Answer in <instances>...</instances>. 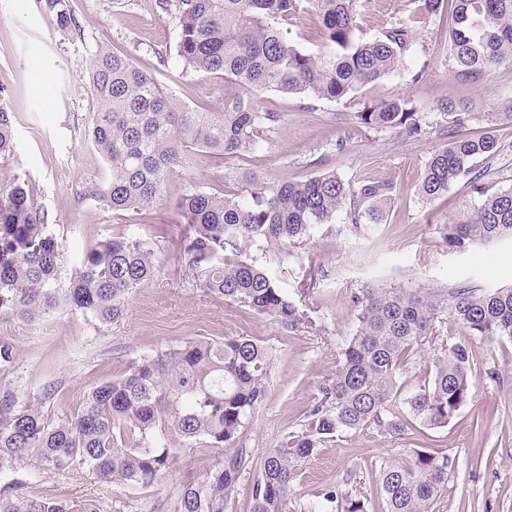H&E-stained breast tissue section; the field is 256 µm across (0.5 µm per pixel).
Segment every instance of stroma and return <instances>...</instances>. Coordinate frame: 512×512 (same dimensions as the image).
Returning a JSON list of instances; mask_svg holds the SVG:
<instances>
[{
	"instance_id": "1",
	"label": "stroma",
	"mask_w": 512,
	"mask_h": 512,
	"mask_svg": "<svg viewBox=\"0 0 512 512\" xmlns=\"http://www.w3.org/2000/svg\"><path fill=\"white\" fill-rule=\"evenodd\" d=\"M66 2L78 31L53 26L38 0H0V100L16 117L14 153L0 159V181L25 179L48 213L64 246L61 280L70 279L88 249L111 236L152 240L164 254L176 250L183 226L174 203L193 188L232 190L246 175L257 186H273L333 171L346 179L391 181L397 194L383 223L356 229L341 212L334 223L316 227L294 257L257 251L259 263L309 319L295 331L205 294L186 270L162 272L136 293L122 319L106 326L68 309L34 322H0V337L9 338L17 352L14 369L0 372V382L15 387L23 401L41 403L48 418L78 410L93 384L119 377L139 358L200 337L250 336L268 346L272 356L268 396L241 438L258 460L285 434L298 430L319 384L334 371L339 346L356 324L351 292L370 281L401 288H444L453 281L512 286V242L455 251L442 240L441 226L455 202L471 195L467 180L431 203L416 192L426 160L442 143L438 106L443 101L474 112L462 135L489 132L512 147V63H502L476 81L453 77L448 72V27L427 20L418 30L426 55L406 58L392 75L363 87L350 101L263 92L260 105L282 113L283 120L262 133L260 149L224 159L198 154L170 179L167 203L115 213L81 196L89 183L108 177L104 159L88 138L96 101L84 74L97 50L107 47L130 57L193 107L221 111L224 84L183 69L176 55L177 21L160 12L156 0ZM414 9L411 0H376L360 38L379 37ZM284 34L289 43L310 52L331 49L309 7L285 26ZM398 96L408 97L420 112L424 134L377 131L353 120L360 103ZM471 365L473 398L448 427L418 426L391 442L371 427L323 443L298 463L295 499L313 500L323 486L348 479L381 512L377 464L442 448L448 452L451 475L437 512H512V341L473 339ZM223 454V449L205 446L181 451L173 470L148 488L103 483L77 469L34 479L28 491L116 500L123 512H168L187 471L208 468Z\"/></svg>"
}]
</instances>
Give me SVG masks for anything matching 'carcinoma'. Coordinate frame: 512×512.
<instances>
[{
    "label": "carcinoma",
    "mask_w": 512,
    "mask_h": 512,
    "mask_svg": "<svg viewBox=\"0 0 512 512\" xmlns=\"http://www.w3.org/2000/svg\"><path fill=\"white\" fill-rule=\"evenodd\" d=\"M432 18L451 15L449 71L477 80L494 65L512 62V0H416ZM61 30H78L65 0H41ZM335 51L307 53L288 42L281 23L299 0H157L175 12L177 56L183 69L224 81L221 112L190 108L161 88L152 75L104 48L86 74L97 102L89 135L109 166L104 185L83 197L115 213L167 202L177 168L200 152L220 157L250 153L259 135L282 113L262 109L257 93L349 100L362 87L395 72L403 59L427 47L411 18L372 40L356 37L373 0H311ZM444 142L425 162L417 194L434 201L459 179L469 178L479 198L464 200L443 225L452 250L512 240V188L484 182L491 162L507 151L491 135L461 136L473 113L440 107ZM374 130L423 131V118L406 97L365 103L354 113ZM14 113L0 103V158L13 152ZM392 183L343 179L334 172L299 182L241 191H188L176 201L185 226L181 250L164 259L141 238L110 237L84 257L68 285L59 282L63 245L51 230L28 182H0V321H34L65 304L107 325L121 319L136 292L161 274L162 263L195 274L211 296L236 303L286 330L304 324L298 305L251 249L288 252L320 224L346 210L351 223L384 221L394 202ZM356 325L339 347L336 369L319 385L301 428L261 458L251 485V512H284L293 496L295 463L345 433L376 428L399 439L417 422L445 428L472 397L468 344L444 339L453 322L465 335L488 342L512 340V287L392 288L370 282L352 292ZM430 347L421 384L404 394L399 380L414 356ZM16 362V348L0 338V371ZM269 348L248 336L222 341L194 339L145 356L118 378L93 385L83 407L55 420L0 384V512H121L100 499L66 500L26 492L29 468L64 474L86 468L104 483L148 487L177 462L172 436L185 447L229 448L208 470L183 480L173 512H226L251 451L239 445L243 431L268 393ZM448 453L417 450L405 462L385 459L377 474L384 512H435L448 487ZM294 512H370L364 493L330 485L318 500Z\"/></svg>",
    "instance_id": "obj_1"
}]
</instances>
